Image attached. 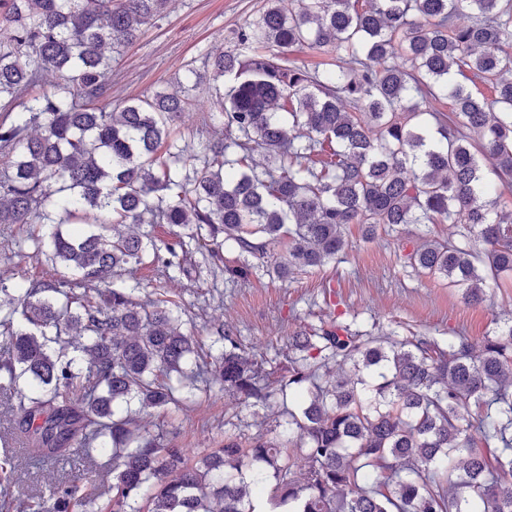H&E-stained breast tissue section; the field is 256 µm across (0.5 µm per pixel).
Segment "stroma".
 Returning <instances> with one entry per match:
<instances>
[{
    "label": "stroma",
    "instance_id": "stroma-1",
    "mask_svg": "<svg viewBox=\"0 0 512 512\" xmlns=\"http://www.w3.org/2000/svg\"><path fill=\"white\" fill-rule=\"evenodd\" d=\"M266 6V0H169L161 17L114 53L104 103L114 109L159 89L176 90L186 67L203 70L209 56L232 47L236 30ZM214 96L213 82L198 86L173 128L175 137L197 147L222 137V127L208 118ZM455 232L450 224H401L379 229L367 240L360 225L352 224L341 259L298 269L285 282L266 276L228 281L191 242L179 253L177 266L141 265L118 272L113 285L135 288L136 298L143 300L153 297L158 284H167L181 302L188 329L205 345H212L221 330H230L243 348L264 355L272 369L286 364L293 332L311 330L329 315L347 311L355 314L353 327L360 331L431 336L443 346L463 336L478 345L496 326L512 321V278L491 285L485 301L472 304L447 280L415 274L404 265L406 254L425 238L444 241ZM17 240V226H0V275L25 281L41 269L35 259L21 256ZM280 410L276 401L247 406L232 395L211 392L198 394L183 411L141 414L136 423L150 430L159 424L175 426L173 445L193 458L239 432L244 423L274 428Z\"/></svg>",
    "mask_w": 512,
    "mask_h": 512
}]
</instances>
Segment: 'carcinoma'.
<instances>
[{"label": "carcinoma", "mask_w": 512, "mask_h": 512, "mask_svg": "<svg viewBox=\"0 0 512 512\" xmlns=\"http://www.w3.org/2000/svg\"><path fill=\"white\" fill-rule=\"evenodd\" d=\"M167 0H0V224L43 275L0 276V402L27 459L79 448L112 461V497L56 479L12 496L14 458H0V503L13 512H254L268 470L293 512H512V325L479 347L458 336L353 332L332 320L291 338L288 368L241 349L228 331L213 362L184 331L181 303L147 302L111 277L185 239L253 253L288 237L265 274L338 260L350 224H459V242L407 255L470 303L512 273V210L491 194L481 160L512 184V0H267L234 48L194 70L226 79L210 119L224 140L197 149L171 138L190 95L165 89L120 111L97 107L112 51ZM470 15L461 25L457 18ZM329 50L335 68L292 58ZM57 82L33 96L45 75ZM485 83L490 100L468 84ZM448 100L455 119L431 107ZM20 112L17 120L12 112ZM260 152L263 162H254ZM170 224L156 245L123 227ZM351 361L356 376L323 381ZM246 403L278 394L279 435L262 425L189 459L169 431L129 414L182 410L213 388ZM297 448L303 471L288 462Z\"/></svg>", "instance_id": "obj_1"}]
</instances>
